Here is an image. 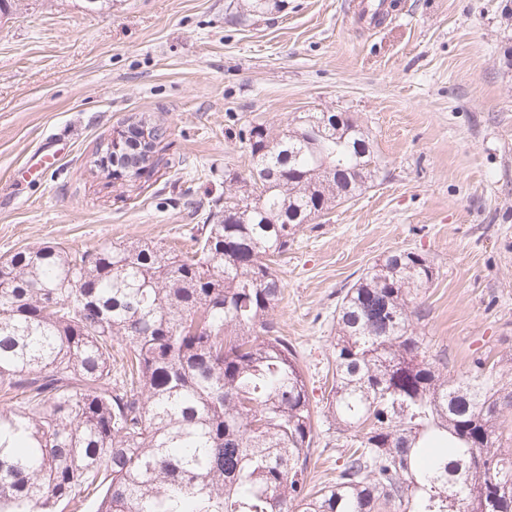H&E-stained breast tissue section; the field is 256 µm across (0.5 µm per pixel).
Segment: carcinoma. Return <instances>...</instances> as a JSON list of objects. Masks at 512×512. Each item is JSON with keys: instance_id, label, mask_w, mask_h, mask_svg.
Returning a JSON list of instances; mask_svg holds the SVG:
<instances>
[{"instance_id": "obj_1", "label": "carcinoma", "mask_w": 512, "mask_h": 512, "mask_svg": "<svg viewBox=\"0 0 512 512\" xmlns=\"http://www.w3.org/2000/svg\"><path fill=\"white\" fill-rule=\"evenodd\" d=\"M247 0L232 18L264 13ZM248 178L191 248H23L0 259V512H512V407L478 358L450 375L418 326L433 264L403 249L336 301L324 447L306 376L271 312L280 258L379 168L369 133L305 112L246 138ZM322 415L318 417V431L321 432L320 443L316 444L317 450L314 452L312 473L310 475L313 484H326L336 480V448H323L324 446V430L327 428V423L323 422Z\"/></svg>"}]
</instances>
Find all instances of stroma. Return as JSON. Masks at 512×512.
Returning <instances> with one entry per match:
<instances>
[{
  "mask_svg": "<svg viewBox=\"0 0 512 512\" xmlns=\"http://www.w3.org/2000/svg\"><path fill=\"white\" fill-rule=\"evenodd\" d=\"M230 0H12L0 16V258L26 247L154 242L188 233L247 176L240 131L279 134L303 112L368 131L380 173L303 225L278 267L273 312L314 404L335 336L336 294L410 248L438 275L421 332L449 373L512 354V0H399L357 25L349 0H280L227 22ZM163 162L122 182L95 150L140 117Z\"/></svg>",
  "mask_w": 512,
  "mask_h": 512,
  "instance_id": "1",
  "label": "stroma"
}]
</instances>
